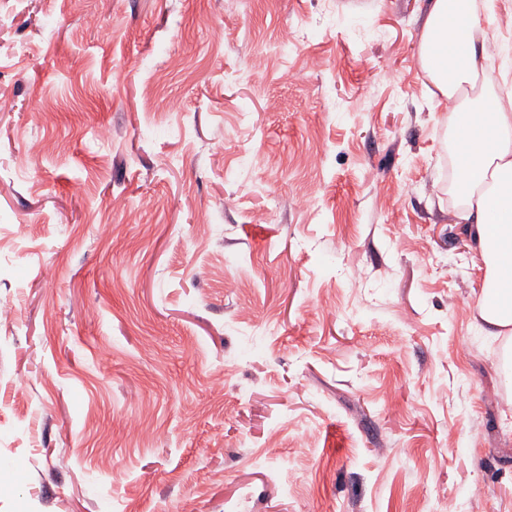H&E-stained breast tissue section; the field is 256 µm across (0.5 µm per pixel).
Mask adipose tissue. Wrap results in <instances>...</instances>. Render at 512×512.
<instances>
[{
    "instance_id": "ef3b65f1",
    "label": "adipose tissue",
    "mask_w": 512,
    "mask_h": 512,
    "mask_svg": "<svg viewBox=\"0 0 512 512\" xmlns=\"http://www.w3.org/2000/svg\"><path fill=\"white\" fill-rule=\"evenodd\" d=\"M489 30L477 0H428L419 57L451 115L464 180L459 212L485 266L475 305L493 335L512 330V101L485 81Z\"/></svg>"
}]
</instances>
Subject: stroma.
<instances>
[{"instance_id":"35a3bbf8","label":"stroma","mask_w":512,"mask_h":512,"mask_svg":"<svg viewBox=\"0 0 512 512\" xmlns=\"http://www.w3.org/2000/svg\"><path fill=\"white\" fill-rule=\"evenodd\" d=\"M425 11L0 0V512H512Z\"/></svg>"}]
</instances>
